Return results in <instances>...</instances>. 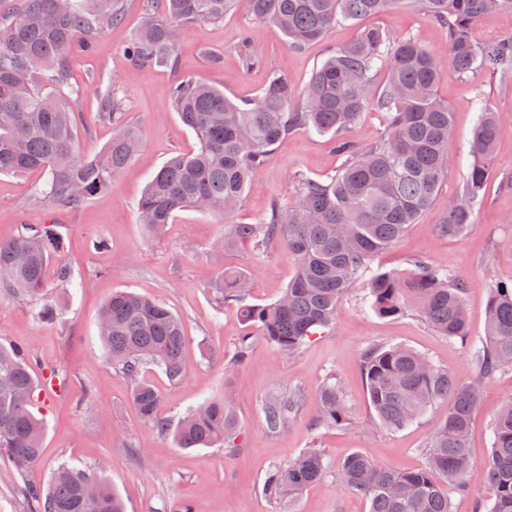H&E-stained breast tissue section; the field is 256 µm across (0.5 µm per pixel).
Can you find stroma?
I'll use <instances>...</instances> for the list:
<instances>
[{"label": "stroma", "instance_id": "obj_1", "mask_svg": "<svg viewBox=\"0 0 512 512\" xmlns=\"http://www.w3.org/2000/svg\"><path fill=\"white\" fill-rule=\"evenodd\" d=\"M122 3L119 23L78 35V42L90 43L91 51L77 54L71 63L70 84L76 93L70 106L79 118L82 154H99L112 138L111 121L100 115L101 93L111 91L119 102L121 122L134 125L141 135L136 157L109 189L76 209L38 199L35 186L41 175L0 174V239L14 236L24 224L54 225L60 259L71 264L82 280L81 286L56 291L63 311L59 324L43 322L36 306L26 300L0 295V344L26 347L37 376L53 370L60 373L55 386L37 391V412L45 421L41 460L22 475L0 465V512H29L19 485L47 483L64 459L92 466L124 499L127 512H173L183 500L190 501L195 512H279L263 493L265 475L271 466L288 463L310 448L322 453L330 473L297 496L288 512H368L364 499L339 487L332 468L355 451L390 469L421 468L427 443L447 405H433L406 428H381L367 395L363 351L373 344H403L469 382L474 372L468 349L439 335L415 313L395 318L374 314L361 283L343 298L335 326L319 330L298 351L286 354L267 342L260 329L244 324L236 309L216 313L207 290L208 283L231 264L249 278L253 302L268 303L280 294L295 271L286 249L275 246L256 252L245 247L221 255L211 245L223 237L225 224L260 223L272 201L293 206L296 172L312 177L335 174L341 159L333 137L301 131L288 135L256 170L253 189L232 216L183 210L153 238L138 221L137 205L168 159L198 147L194 131L182 124L168 102L177 76L200 77L230 99L244 102L259 95L273 71L302 90L328 54L353 41L365 26L387 28L396 40L417 37L442 59L448 56V41L425 14L401 5L383 16L337 25L323 41L295 49L277 26L254 20L242 6L183 35L176 44V68L143 69L132 61L127 47L147 0ZM245 33L263 56L262 64L248 71L238 57ZM437 93L448 102L454 119L441 191L432 207L371 266L403 269L408 259L419 256L452 271L467 284L469 334L477 340L485 335L491 285L512 282V87L503 88L490 70L464 78L448 65L441 72ZM479 100L497 110L503 123L484 198L474 212V228L445 237L436 226L449 198L467 177ZM116 290L162 302L185 323L184 378L174 385L153 366L142 371L143 379L161 396V414L175 419L204 400H231L241 430L236 452L177 447L172 437L153 433L139 419L130 384L106 363L98 334L100 309ZM244 336L251 346L238 364L234 356ZM326 383L341 390L349 424L316 426L317 391ZM295 389L303 394L301 409L286 431L269 433L264 400L273 392ZM510 401L511 369L482 383L470 430L476 461L471 483L486 495L491 492L483 466L491 452L490 423Z\"/></svg>", "mask_w": 512, "mask_h": 512}]
</instances>
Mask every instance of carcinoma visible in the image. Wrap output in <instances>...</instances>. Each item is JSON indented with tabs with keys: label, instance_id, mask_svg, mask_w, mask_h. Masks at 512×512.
I'll list each match as a JSON object with an SVG mask.
<instances>
[{
	"label": "carcinoma",
	"instance_id": "carcinoma-1",
	"mask_svg": "<svg viewBox=\"0 0 512 512\" xmlns=\"http://www.w3.org/2000/svg\"><path fill=\"white\" fill-rule=\"evenodd\" d=\"M161 10L146 9L128 54L140 67L176 66V41L201 22L219 20L245 3L253 19L280 27L301 48L324 39L336 24L386 13L401 0H162ZM429 15L448 38V62L467 75L488 67L512 77V37L480 46L471 26L489 13L512 14V0H410ZM122 18L119 0H24L22 8L0 21V173L47 175L39 198L76 208L112 185L136 155L139 133L121 125L93 158L78 149L79 127L68 99L69 57L79 30H100ZM261 61L248 37L241 41L240 63L249 70ZM389 63L382 92L368 100L372 73ZM444 62L415 38L391 39L383 27L361 30L349 45L330 55L312 74L301 102L288 79L271 73L260 95L237 103L192 75L178 77L169 101L199 147L171 157L153 176L138 206L140 223L158 234L175 214L192 208L227 216L254 185L253 172L273 147L299 131L330 134L344 157L335 174L295 175L298 202L272 201L259 224H229L213 248L224 253L243 245L264 251L288 249L296 263L293 278L278 299L250 300V282L237 267H226L209 288L216 310L235 308L248 325L262 329L279 350L297 351L317 329L336 324L338 305L357 283H367L369 307L393 317L410 308L443 336L467 344L475 377L459 382L450 372L404 345H371L362 356L369 400L379 424L401 429L432 405L448 411L431 438L424 468L388 469L360 452L336 467V481L362 496L369 512H452L447 485L474 498V512H512V402L493 418L492 449L486 463L493 497L474 492L475 468L468 446L479 383L512 368V284L490 289L487 332L477 342L468 334L465 282L422 258L405 270L370 272L371 260L397 242L434 203L447 173L453 143V112L437 97ZM383 113V137L368 148L347 138L367 107ZM501 127L497 112L479 104L470 145L473 162L459 195L436 225L442 236L474 226L473 212L483 200L486 160ZM59 243L50 224H25L12 239L0 241V292L33 301L38 316L62 317L49 292L47 270ZM71 267L57 263L55 287L74 283ZM105 360L131 383L139 415L157 434L170 435L180 448L238 449L237 416L222 400H206L177 421L158 414L160 396L140 380L144 365L160 368L177 383L184 375L186 336L181 318L165 304L127 291L105 302L99 318ZM39 381L27 352L0 346V464L17 472L38 463L44 426L31 411ZM302 395L273 394L263 404L267 429L280 433L298 413ZM319 425L336 427L346 419L339 391L325 384L319 392ZM323 455L311 448L286 466L273 468L263 483L276 504L326 476ZM22 497L33 512H125L121 497L85 466L60 463L45 485L25 484Z\"/></svg>",
	"mask_w": 512,
	"mask_h": 512
}]
</instances>
